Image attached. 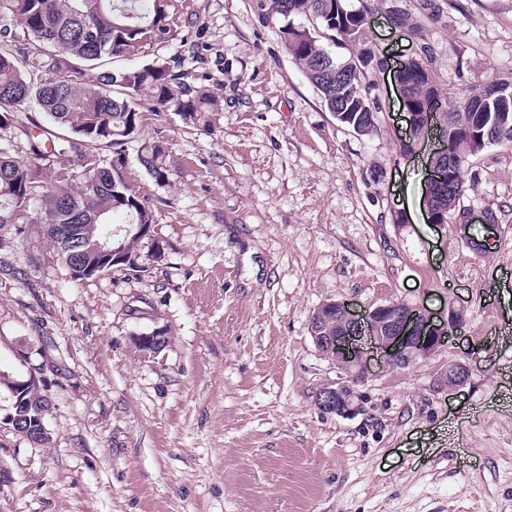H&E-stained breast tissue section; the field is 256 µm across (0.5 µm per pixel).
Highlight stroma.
Masks as SVG:
<instances>
[{
    "mask_svg": "<svg viewBox=\"0 0 512 512\" xmlns=\"http://www.w3.org/2000/svg\"><path fill=\"white\" fill-rule=\"evenodd\" d=\"M172 3L173 37L127 64L167 66L221 110L204 128L144 99L136 139L93 148L153 209L143 272L74 279L38 224L0 246V374H40L50 399L48 443L0 427V512H512V147L472 156L447 224L429 223L446 116L412 137L392 71L427 59L445 100L512 83V0H350L389 62L364 73L366 135L327 110L262 0ZM152 142L168 184L138 161ZM465 215L493 221L486 251L456 233ZM326 301L454 307L464 324L356 377L311 336ZM158 328L165 347L142 350ZM454 363L472 371L456 391ZM339 384L353 416L315 404ZM450 152L446 148V145L441 147L440 151H436L432 154V158L428 165V178L425 184V198L424 206L427 212L428 222L431 224L442 225L447 224V216L442 213H438L431 206V199L434 193L444 184L448 182L449 178V157ZM446 159V160H444Z\"/></svg>",
    "mask_w": 512,
    "mask_h": 512,
    "instance_id": "stroma-1",
    "label": "stroma"
}]
</instances>
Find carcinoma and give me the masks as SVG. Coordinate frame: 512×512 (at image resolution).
I'll list each match as a JSON object with an SVG mask.
<instances>
[{"mask_svg":"<svg viewBox=\"0 0 512 512\" xmlns=\"http://www.w3.org/2000/svg\"><path fill=\"white\" fill-rule=\"evenodd\" d=\"M0 0V16L16 18L22 29L0 26V43L25 41L47 44L54 54L18 49L0 52V116L16 121L19 109L34 104L56 127L70 130L61 138L47 127L28 140L30 160L18 161L0 151V231L20 236L32 223L31 207L38 203L36 220L47 237L50 224H109L112 214L129 217L130 231L120 240L122 265L138 272V225L152 224L146 201L112 169L100 165L90 148L97 144L122 146L135 138L141 115L137 98L146 94L159 109L172 108L194 124L207 125L209 114L220 110L218 101L193 89L160 65L113 71L106 62L136 55L144 45L173 36L170 0ZM271 13L284 24L281 39L308 81L331 112L349 111L355 101L371 93L363 71L343 66L312 29L292 30L295 18H313L332 33L336 43H363L362 27L327 26L347 8V0H268ZM49 70L55 84L40 83L39 73ZM96 74L89 75L90 71ZM447 135L455 158L454 182L433 198L435 209L450 213L460 196L462 173L468 158L488 145H512V95L489 96L483 85L460 89L447 111ZM166 147L158 142L143 146L139 163L158 183L169 180ZM312 331L336 335V321L313 315ZM45 399L34 398L23 407L26 424L37 431L44 422Z\"/></svg>","mask_w":512,"mask_h":512,"instance_id":"obj_1","label":"carcinoma"}]
</instances>
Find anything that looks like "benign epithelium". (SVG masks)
<instances>
[{
  "instance_id": "obj_1",
  "label": "benign epithelium",
  "mask_w": 512,
  "mask_h": 512,
  "mask_svg": "<svg viewBox=\"0 0 512 512\" xmlns=\"http://www.w3.org/2000/svg\"><path fill=\"white\" fill-rule=\"evenodd\" d=\"M393 77L402 102H407L410 83L403 63L395 66ZM438 100L440 95L436 92L430 97V104L423 111L406 109L411 114L410 126L420 124L431 127L434 114L439 111ZM449 157L450 152L445 147L432 154L425 184L424 206L428 222L439 226L447 223V217L432 208L431 199L448 182ZM50 228L59 234L67 253L68 267L77 277L96 275L113 260L122 257L121 248L115 246L112 233L97 236L94 234V224H52ZM323 308L336 315L341 328L334 336L313 337L316 346L342 368L360 372L365 367L367 355L373 351L382 354L389 367L410 366L446 345L463 326V311L455 308L448 309L447 315L436 318L413 305L388 304L374 308L361 319L353 315L342 302H326ZM162 341L161 330L138 337L139 346L152 353L161 350ZM470 376V367L458 363L448 370V386L461 388L468 383ZM7 385L18 404L27 401L28 394L41 388L38 376L33 373L25 380H9ZM342 390V386H327L319 390L316 403L322 412L340 416L355 413L354 407L340 400ZM6 425L14 433L34 444L44 443L49 438L46 425H41V431L34 433L18 417L11 414L6 418Z\"/></svg>"
}]
</instances>
